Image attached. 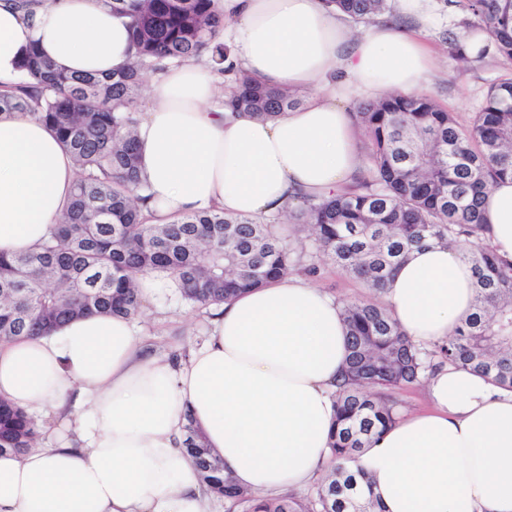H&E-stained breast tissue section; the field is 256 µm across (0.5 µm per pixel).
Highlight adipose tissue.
Instances as JSON below:
<instances>
[{
    "label": "adipose tissue",
    "instance_id": "adipose-tissue-1",
    "mask_svg": "<svg viewBox=\"0 0 512 512\" xmlns=\"http://www.w3.org/2000/svg\"><path fill=\"white\" fill-rule=\"evenodd\" d=\"M391 2L406 26L382 15L356 35L322 0H213L228 63L310 97L273 119L231 114L214 102L221 77L206 55L152 79L136 130L154 223L213 208L262 221L351 185L359 154L344 87L409 95L434 75L421 34L436 0ZM34 42L74 74L116 72L134 55L127 17L104 0H42L30 18L0 0V82L19 75ZM75 179L52 129L0 112V255L49 237ZM483 222L490 248L512 261V178L487 190ZM476 295L461 250L431 245L410 253L383 301L406 336L432 346ZM138 336L131 318L97 314L0 343V399L62 429L53 447L0 454V512H209L184 449L189 423L262 499L312 486L330 463L346 325L341 304L304 277L215 307L184 360L142 356ZM427 397L428 410L400 417L358 460L381 512H512V391L447 365Z\"/></svg>",
    "mask_w": 512,
    "mask_h": 512
}]
</instances>
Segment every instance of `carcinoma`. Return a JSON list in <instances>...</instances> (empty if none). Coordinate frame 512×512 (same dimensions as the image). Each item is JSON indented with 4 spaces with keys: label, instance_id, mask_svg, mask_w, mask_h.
<instances>
[{
    "label": "carcinoma",
    "instance_id": "cac0c4a2",
    "mask_svg": "<svg viewBox=\"0 0 512 512\" xmlns=\"http://www.w3.org/2000/svg\"><path fill=\"white\" fill-rule=\"evenodd\" d=\"M130 17L136 60L106 77L69 75L30 48L20 65L27 82L0 90V109L29 113L49 125L79 169L72 200L51 237L37 250L0 257V343L43 336L75 317L139 314L138 277L164 272L193 305L211 306L270 280L314 275L321 255L345 274L382 293L415 248L461 247L474 266L475 311L430 349L413 344L378 302L343 304L349 350L336 395L333 474L302 498L286 493L257 502L224 475V464L189 423L185 448L208 490L226 512H379L366 495L370 477L340 462L396 422L392 393L448 363L512 389V261L482 239V197L512 175V79L492 84L471 128L426 93L389 95L354 112L367 141L366 173L357 186L323 201L305 200L288 222L310 246L278 224L226 217L221 210L152 224L133 202L139 183L134 127L136 95L147 74L211 53L224 61L221 19L212 0H114ZM355 23L389 8L387 0H325ZM467 13L463 24L487 34L497 55L512 59V0H448ZM489 47V48H491ZM479 50L481 60L489 52ZM227 105L273 119L299 105L298 94L266 88L245 71ZM37 424L0 400V451L34 447Z\"/></svg>",
    "mask_w": 512,
    "mask_h": 512
}]
</instances>
